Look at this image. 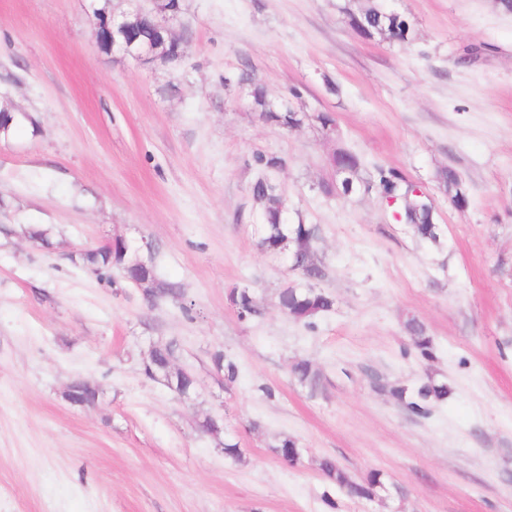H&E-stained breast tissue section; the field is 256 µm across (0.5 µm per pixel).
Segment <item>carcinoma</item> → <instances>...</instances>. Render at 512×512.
Listing matches in <instances>:
<instances>
[{"label": "carcinoma", "instance_id": "obj_1", "mask_svg": "<svg viewBox=\"0 0 512 512\" xmlns=\"http://www.w3.org/2000/svg\"><path fill=\"white\" fill-rule=\"evenodd\" d=\"M348 26L358 34L372 38L383 37L389 40L406 42L412 38V27L408 19L385 7L381 0H368V4L357 12H347ZM238 82L253 85L251 91L253 108L260 112V117L273 122L283 129H293L300 125L298 112L282 104H276L267 98L264 88L255 83L252 75L241 73ZM331 166L336 179L321 184V191L326 197H350L355 194H368L373 191L383 198H395V209L402 215L401 223L411 226L413 235L432 244L440 243L441 228L435 222L434 199L414 194V184L394 168L377 165L370 178L359 177L363 161L355 153L343 157L342 151H336L331 159ZM439 188L448 193L450 202L461 207L467 204V197L462 191V180L453 168H445L438 173ZM253 199L262 206L261 224H259V246L266 252L286 251L291 262V269L305 279L318 278L322 274L321 266L316 261L317 227L314 224L286 221V200L283 193L273 181L266 178L257 179L250 188ZM73 262L83 268H92L98 279L112 281V274L120 271L127 282L137 278L139 272L154 266L151 259L141 256L130 249L124 239L114 238L78 255ZM143 296L149 301H170L179 305L187 313L184 304V290L174 281L156 277L149 280L142 288ZM239 320L252 321L263 314V306L257 301L253 292L247 288L233 289L229 294ZM276 304L280 312L289 319L313 325V320L331 312L335 302L326 292L309 286L289 285L281 289ZM405 328L413 341L414 347L424 358H432V340L424 327L416 319H409ZM180 345L174 339L152 343L148 355L143 359L147 368L143 369L146 378L161 381L170 390L184 399H189L195 390V379L189 371L176 367ZM217 371L223 373L224 381L235 382L239 373V364L233 357L217 353L214 356ZM292 373L304 387L314 391L318 388L320 375L307 360H299L292 366ZM389 396L408 413L420 417H430L434 409L452 395V388L445 379L432 376L413 385L396 384L386 388ZM276 452L282 460L291 464L301 459L302 449L291 438L282 439L276 446ZM322 476L336 485L348 489L351 493L372 498L376 490L384 488L383 474L370 472L364 482L351 481L331 457H324L317 463Z\"/></svg>", "mask_w": 512, "mask_h": 512}]
</instances>
